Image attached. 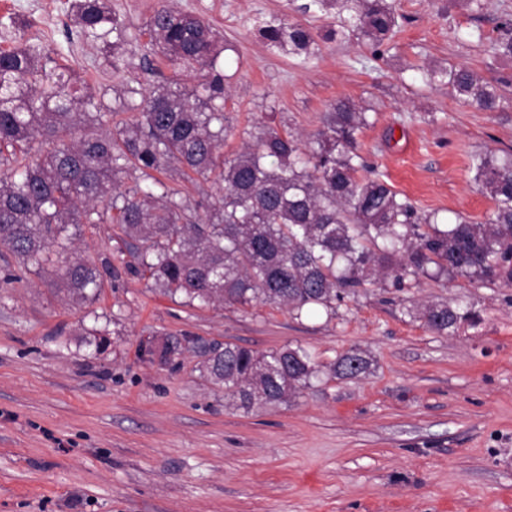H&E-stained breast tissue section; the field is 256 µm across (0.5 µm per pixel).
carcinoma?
Listing matches in <instances>:
<instances>
[{"label": "carcinoma", "mask_w": 512, "mask_h": 512, "mask_svg": "<svg viewBox=\"0 0 512 512\" xmlns=\"http://www.w3.org/2000/svg\"><path fill=\"white\" fill-rule=\"evenodd\" d=\"M71 8L77 35L101 45L104 65L118 69V50L142 35L173 76L150 91L125 79L122 110L106 112L103 95L61 56L34 45L0 50V245L22 262L65 250L70 224H115L135 260L126 269L165 293L201 306L270 304L296 319L318 310L332 317L347 294L415 288L422 277L512 286V152L471 155L474 180L494 202L480 222L421 213L387 181L364 175L358 137L369 108L348 97L336 99L309 136L251 125L239 131L242 150L226 155L234 127L224 116L230 75L221 56L230 46L213 26L163 5L137 35L109 0H74ZM297 10L333 19L325 40L362 36L378 59L399 27L392 0H307ZM257 31L305 64L318 54L315 35L298 20L259 18ZM491 50L512 57L511 15L496 25ZM423 75L486 111L501 107L498 87L465 65ZM129 170L137 176L126 186ZM159 174L211 180L223 195L216 205H194ZM105 274L118 268L77 259L62 279L82 300L97 296ZM408 314L440 335L479 318L468 304H424ZM194 352L212 383L246 412L290 402L321 373L351 378L372 365L358 348L328 365L290 345L259 353L208 344Z\"/></svg>", "instance_id": "obj_1"}]
</instances>
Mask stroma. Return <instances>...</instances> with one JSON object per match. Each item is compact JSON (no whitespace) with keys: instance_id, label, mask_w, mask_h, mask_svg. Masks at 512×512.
<instances>
[{"instance_id":"35a3bbf8","label":"stroma","mask_w":512,"mask_h":512,"mask_svg":"<svg viewBox=\"0 0 512 512\" xmlns=\"http://www.w3.org/2000/svg\"><path fill=\"white\" fill-rule=\"evenodd\" d=\"M0 0V48L62 52L95 87L122 73L98 44L69 36L71 0ZM303 0H110L131 30L163 5L224 36L225 115L236 133L266 117L308 133L349 97L370 108L359 152L424 212L482 219L493 202L471 154L512 148V58L490 38L512 0H395L400 26L385 59L368 42L323 41L312 65L269 48L256 17ZM464 64L504 97L486 112L417 66ZM67 258L120 264L112 224L71 229ZM63 262L23 264L0 245V512H512V287L463 276L404 292L370 288L335 318L294 319L270 305L200 309L122 273L98 299L72 302ZM465 301L479 322L440 335L407 308ZM195 336L268 352L299 345L325 362L357 347L370 373L323 377L290 403L246 412L225 398L192 351L164 366L141 358L148 338Z\"/></svg>"}]
</instances>
